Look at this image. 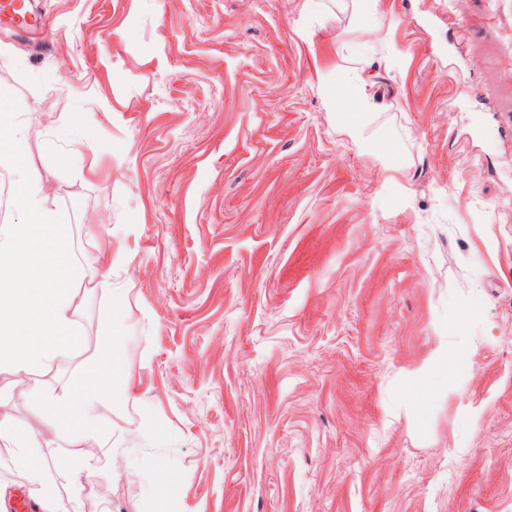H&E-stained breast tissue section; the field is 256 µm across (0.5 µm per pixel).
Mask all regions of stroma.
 <instances>
[{"mask_svg":"<svg viewBox=\"0 0 512 512\" xmlns=\"http://www.w3.org/2000/svg\"><path fill=\"white\" fill-rule=\"evenodd\" d=\"M8 2L30 167L123 291L78 296L127 368L83 512H512V0ZM341 60L345 65H337L336 72L339 71L345 84L350 88L351 93L359 102V112H369L372 103L367 92L365 80L360 68L348 55L341 53Z\"/></svg>","mask_w":512,"mask_h":512,"instance_id":"1","label":"stroma"}]
</instances>
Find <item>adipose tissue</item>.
Returning a JSON list of instances; mask_svg holds the SVG:
<instances>
[{
	"mask_svg": "<svg viewBox=\"0 0 512 512\" xmlns=\"http://www.w3.org/2000/svg\"><path fill=\"white\" fill-rule=\"evenodd\" d=\"M24 135L12 111V96L0 90V161L17 174L15 202L28 211L21 224L0 225V373L13 376L53 372L84 346L76 321L78 288L87 273L72 253L67 214L50 204L28 164ZM125 376L112 344H99L83 374L62 391L35 383L29 394L38 412L37 428L21 432L0 418V437L9 436L13 463L40 483L39 512H57L56 490L41 482L45 459L36 453L39 431L94 441L101 414L112 407V390Z\"/></svg>",
	"mask_w": 512,
	"mask_h": 512,
	"instance_id": "ef3b65f1",
	"label": "adipose tissue"
}]
</instances>
